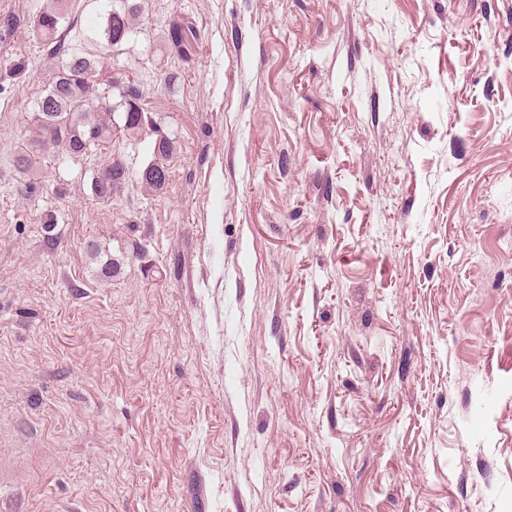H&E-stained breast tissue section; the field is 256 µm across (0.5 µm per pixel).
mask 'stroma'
I'll list each match as a JSON object with an SVG mask.
<instances>
[{
  "mask_svg": "<svg viewBox=\"0 0 512 512\" xmlns=\"http://www.w3.org/2000/svg\"><path fill=\"white\" fill-rule=\"evenodd\" d=\"M52 3L0 0V512H512V0H137L110 49L67 0L147 118L24 175ZM173 150V142L167 136H160L156 138L153 143V154L154 161L144 168L141 172V179L149 185L150 188L158 190L162 189L168 179V170L163 165L161 160H164L169 156ZM158 160V161H155ZM156 170V174H151L149 171H145L147 168ZM118 162H120L126 169L125 172L116 167ZM129 173L130 172L122 161L113 158L112 161L97 174V176L93 177L91 183V190L93 194L99 199L110 200L112 198V193L108 192L107 187L112 185V190H116L118 187L125 184L126 180L129 178Z\"/></svg>",
  "mask_w": 512,
  "mask_h": 512,
  "instance_id": "1",
  "label": "stroma"
}]
</instances>
